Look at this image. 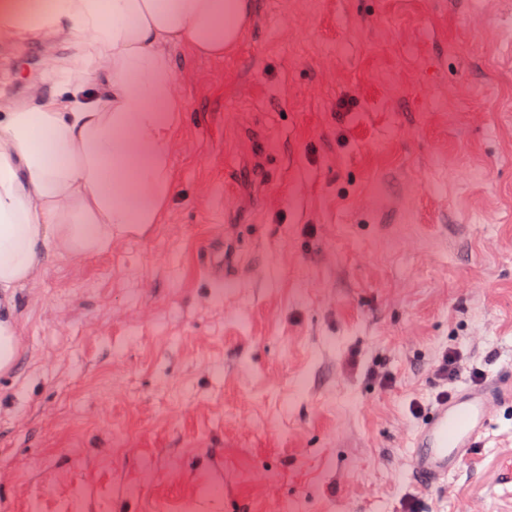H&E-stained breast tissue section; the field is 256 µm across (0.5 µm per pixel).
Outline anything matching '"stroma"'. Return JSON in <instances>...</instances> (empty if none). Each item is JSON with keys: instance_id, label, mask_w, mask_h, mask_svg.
I'll return each mask as SVG.
<instances>
[{"instance_id": "1", "label": "stroma", "mask_w": 512, "mask_h": 512, "mask_svg": "<svg viewBox=\"0 0 512 512\" xmlns=\"http://www.w3.org/2000/svg\"><path fill=\"white\" fill-rule=\"evenodd\" d=\"M255 5L170 53L159 223L17 292L0 512H512L511 402L446 483L408 466L440 391L512 374V0ZM73 52L0 29V108ZM229 245L223 242H213L209 244L207 248V254L209 257L208 271L212 276L220 277L224 275V269L227 273L229 266L226 265L225 261L229 260L228 251ZM226 256V258H224ZM225 259V260H224Z\"/></svg>"}]
</instances>
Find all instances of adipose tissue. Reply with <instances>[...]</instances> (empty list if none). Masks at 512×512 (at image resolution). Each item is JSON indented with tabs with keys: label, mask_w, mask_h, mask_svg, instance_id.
I'll use <instances>...</instances> for the list:
<instances>
[{
	"label": "adipose tissue",
	"mask_w": 512,
	"mask_h": 512,
	"mask_svg": "<svg viewBox=\"0 0 512 512\" xmlns=\"http://www.w3.org/2000/svg\"><path fill=\"white\" fill-rule=\"evenodd\" d=\"M253 12V0H0L16 37L78 41L56 94L0 113V309L47 261L158 222L185 111L170 51L230 54Z\"/></svg>",
	"instance_id": "1"
}]
</instances>
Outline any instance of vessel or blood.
Segmentation results:
<instances>
[{
    "label": "vessel or blood",
    "mask_w": 512,
    "mask_h": 512,
    "mask_svg": "<svg viewBox=\"0 0 512 512\" xmlns=\"http://www.w3.org/2000/svg\"><path fill=\"white\" fill-rule=\"evenodd\" d=\"M510 397L512 379H498L436 398L411 439L410 468L416 481L433 486L458 470L486 431L493 405Z\"/></svg>",
    "instance_id": "obj_1"
}]
</instances>
